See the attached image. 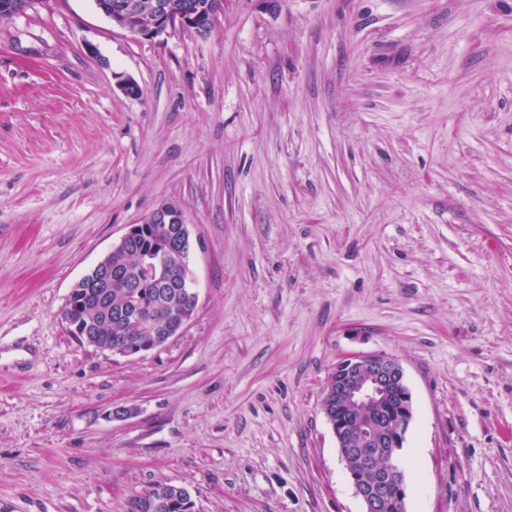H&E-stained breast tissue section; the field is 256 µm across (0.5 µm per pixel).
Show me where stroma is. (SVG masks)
Listing matches in <instances>:
<instances>
[{
  "label": "stroma",
  "mask_w": 512,
  "mask_h": 512,
  "mask_svg": "<svg viewBox=\"0 0 512 512\" xmlns=\"http://www.w3.org/2000/svg\"><path fill=\"white\" fill-rule=\"evenodd\" d=\"M169 201L192 318L78 342L71 288ZM351 351L405 369L407 512H512V0H224L161 42L94 0L0 18V512H362L321 407ZM159 494H163L166 496L167 502L164 498H154L145 506L149 511L147 512H192L194 508V503H191L193 500L191 492L183 487L172 485L169 483H156L152 485L148 490L144 491L140 495L135 496L130 502V510L129 512H135L133 509L136 504L140 501L144 496L149 499L153 496H158Z\"/></svg>",
  "instance_id": "1"
}]
</instances>
